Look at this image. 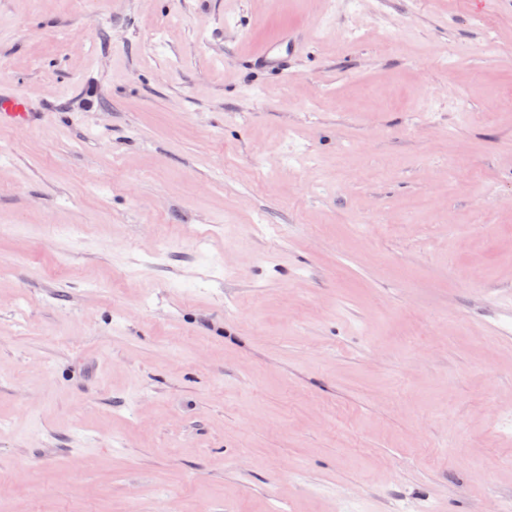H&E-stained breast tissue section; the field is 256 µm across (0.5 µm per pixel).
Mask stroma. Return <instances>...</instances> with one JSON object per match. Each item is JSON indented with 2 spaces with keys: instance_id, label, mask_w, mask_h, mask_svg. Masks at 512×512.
<instances>
[{
  "instance_id": "obj_1",
  "label": "stroma",
  "mask_w": 512,
  "mask_h": 512,
  "mask_svg": "<svg viewBox=\"0 0 512 512\" xmlns=\"http://www.w3.org/2000/svg\"><path fill=\"white\" fill-rule=\"evenodd\" d=\"M13 92L0 512H512V0H0ZM296 48V44L288 39V32H284L280 37L250 54V58L265 63L273 69L284 71L287 69L288 55L295 52ZM38 120L36 112H31L27 99L10 95H0V126H33Z\"/></svg>"
}]
</instances>
